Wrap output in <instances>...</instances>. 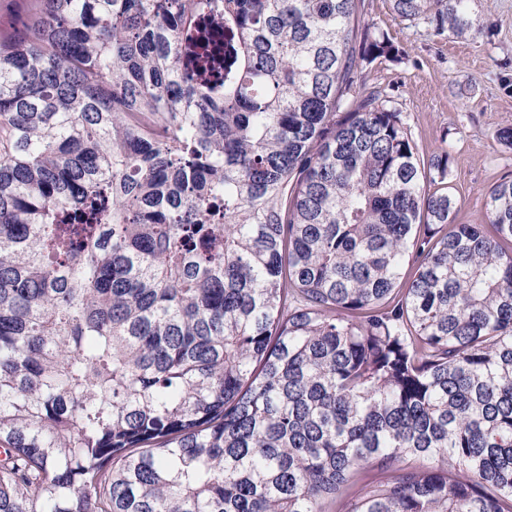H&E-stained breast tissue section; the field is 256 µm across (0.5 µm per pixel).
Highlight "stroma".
<instances>
[{
    "label": "stroma",
    "mask_w": 512,
    "mask_h": 512,
    "mask_svg": "<svg viewBox=\"0 0 512 512\" xmlns=\"http://www.w3.org/2000/svg\"><path fill=\"white\" fill-rule=\"evenodd\" d=\"M486 22L477 38L455 41L422 21L396 17L389 0H360V25L387 33L399 55L353 74L355 92L381 90L399 112L421 155L448 149V184L458 201L454 221H485L487 187L512 178V145L500 140L512 127V0H474Z\"/></svg>",
    "instance_id": "stroma-1"
}]
</instances>
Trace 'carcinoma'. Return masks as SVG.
I'll return each instance as SVG.
<instances>
[{
    "instance_id": "obj_1",
    "label": "carcinoma",
    "mask_w": 512,
    "mask_h": 512,
    "mask_svg": "<svg viewBox=\"0 0 512 512\" xmlns=\"http://www.w3.org/2000/svg\"><path fill=\"white\" fill-rule=\"evenodd\" d=\"M358 2L0 34V512H512V179L455 224L448 149L377 92L336 119L395 55Z\"/></svg>"
}]
</instances>
